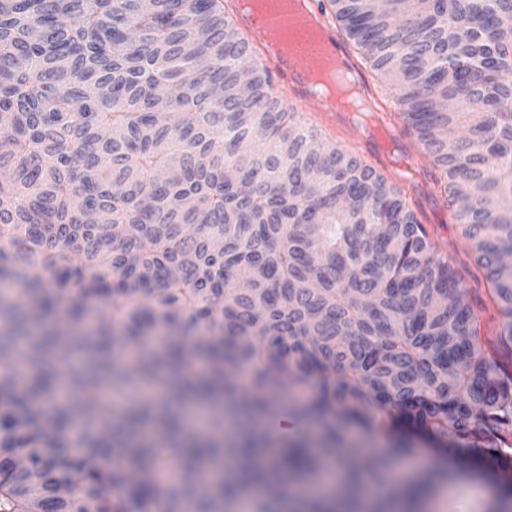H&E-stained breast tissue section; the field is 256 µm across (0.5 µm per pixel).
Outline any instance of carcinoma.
I'll list each match as a JSON object with an SVG mask.
<instances>
[{
    "label": "carcinoma",
    "instance_id": "obj_1",
    "mask_svg": "<svg viewBox=\"0 0 512 512\" xmlns=\"http://www.w3.org/2000/svg\"><path fill=\"white\" fill-rule=\"evenodd\" d=\"M393 85L374 106L416 133L508 322L494 338L400 188L317 147L233 0H0V512H281L289 482L341 464L347 510L379 489L419 507L452 474L390 481L410 432L512 501V0H329ZM95 312L91 335L73 324ZM155 385L119 415L118 395ZM209 402L211 434L178 435ZM315 418L323 453L224 420ZM295 512H336L299 500Z\"/></svg>",
    "mask_w": 512,
    "mask_h": 512
}]
</instances>
